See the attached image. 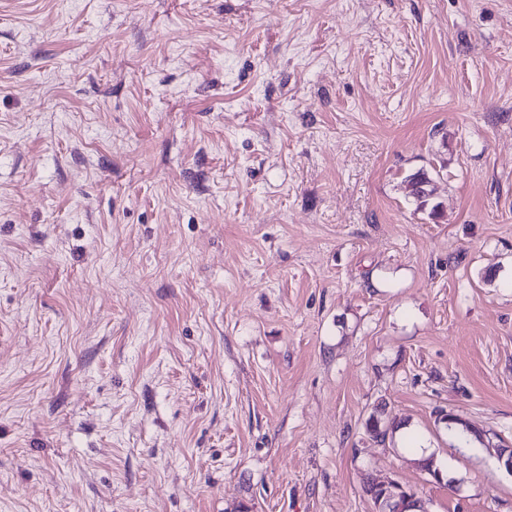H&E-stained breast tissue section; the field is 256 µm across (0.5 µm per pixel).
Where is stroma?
Returning a JSON list of instances; mask_svg holds the SVG:
<instances>
[{
	"label": "stroma",
	"mask_w": 512,
	"mask_h": 512,
	"mask_svg": "<svg viewBox=\"0 0 512 512\" xmlns=\"http://www.w3.org/2000/svg\"><path fill=\"white\" fill-rule=\"evenodd\" d=\"M510 446L512 0H0V512H512ZM405 181L409 191L408 194L415 202H417L418 209H425L428 204V197L430 196L427 189L430 179L427 174L424 172H417L407 176Z\"/></svg>",
	"instance_id": "obj_1"
}]
</instances>
